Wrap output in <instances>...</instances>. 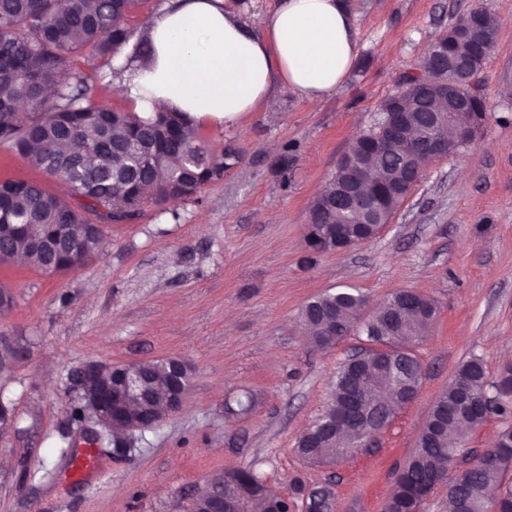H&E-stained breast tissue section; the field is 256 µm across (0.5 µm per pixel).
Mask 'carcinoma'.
Listing matches in <instances>:
<instances>
[{
    "label": "carcinoma",
    "mask_w": 512,
    "mask_h": 512,
    "mask_svg": "<svg viewBox=\"0 0 512 512\" xmlns=\"http://www.w3.org/2000/svg\"><path fill=\"white\" fill-rule=\"evenodd\" d=\"M150 0H0V144L25 155L44 173L62 180L66 195L49 192L34 181L0 180V263L24 253L34 267L45 264L42 253L28 248L18 235L17 224H69L73 256L68 269L85 261L81 225L93 220L112 223V203L120 199L126 216L138 219L146 206L184 200L208 182L224 177L235 164L236 154L213 149L199 127L180 112L113 111L92 97L85 78L65 67L66 60L85 56L111 65L114 55L133 38L129 21ZM496 28L477 29L462 40L457 53L470 51V42L486 40L493 45ZM414 95L402 100L407 106L419 96L434 103L441 83L455 79L448 58L424 59L419 66ZM175 121L176 140L156 130L162 115ZM380 133L374 125L361 134L351 149L390 179L396 175L400 152L387 149L377 154L365 144ZM332 191L325 184L311 201L309 213L326 231L339 229L359 237L389 223L405 198L393 192L385 205L373 210L353 209L343 203L322 209ZM366 298L357 289L325 291L310 298L300 317L308 339L331 347L353 333L366 337L370 347L363 353L368 399L380 389L391 397L373 417L353 413L349 394L353 365L338 368L331 380L333 399L325 411L304 431L296 452L315 462L355 448L354 438L370 428L389 425L406 404L405 391L418 392L423 366L413 349L425 338L438 314L434 300L415 291L388 295L380 306L366 312ZM512 415V367L490 378L484 361L472 355L463 361L437 397L418 437L416 448L397 477L387 512H420V495H430L446 476L455 453L466 438L492 416ZM490 460H481L464 471L448 489L454 512H483L493 499L500 512H512V488L503 487L512 472V426L497 436ZM224 500L235 499L236 486L248 485L253 501L270 507L279 501L289 512L288 499L268 489L252 469L226 472ZM293 495L302 499L307 512H329L332 490L306 491L298 478Z\"/></svg>",
    "instance_id": "obj_1"
}]
</instances>
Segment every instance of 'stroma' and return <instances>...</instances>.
<instances>
[{
  "instance_id": "1",
  "label": "stroma",
  "mask_w": 512,
  "mask_h": 512,
  "mask_svg": "<svg viewBox=\"0 0 512 512\" xmlns=\"http://www.w3.org/2000/svg\"><path fill=\"white\" fill-rule=\"evenodd\" d=\"M358 56L318 101L277 91L275 109L204 129L236 164L188 201L108 224L94 257L52 273L0 263L13 303L0 339L22 356L0 364V512H191L209 477L255 467L279 495L292 480L329 486L337 512H384L437 394L457 366L482 357L489 376L512 362V26L497 28L480 75L487 120L459 153L428 163L389 224L335 253H309L308 207L355 138L378 119L436 34L474 8L512 16V0H357ZM356 288L376 307L411 289L439 314L417 354V397L350 456L311 465L296 441L327 408L329 381L361 346L308 341L313 296ZM177 358L191 370L183 407L130 450L84 437L71 413L70 370ZM492 416L448 470L456 477L511 424ZM99 468L78 480L77 457Z\"/></svg>"
}]
</instances>
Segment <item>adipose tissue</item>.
<instances>
[{
	"instance_id": "ef3b65f1",
	"label": "adipose tissue",
	"mask_w": 512,
	"mask_h": 512,
	"mask_svg": "<svg viewBox=\"0 0 512 512\" xmlns=\"http://www.w3.org/2000/svg\"><path fill=\"white\" fill-rule=\"evenodd\" d=\"M354 8V0H281L256 28L231 0H170L141 22L148 55L114 59L118 78L102 92L141 114L183 112L208 127L274 107L280 86L317 101L341 86L355 63Z\"/></svg>"
}]
</instances>
